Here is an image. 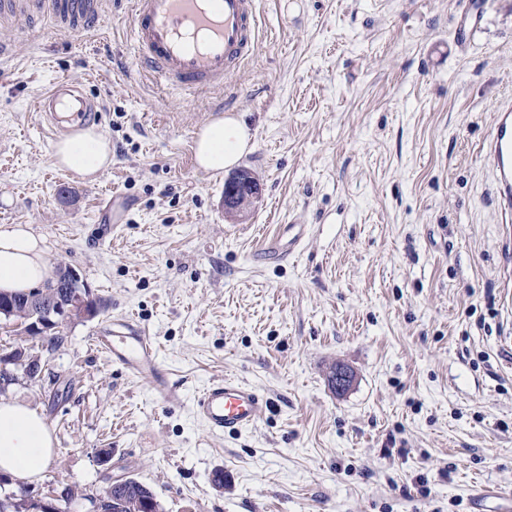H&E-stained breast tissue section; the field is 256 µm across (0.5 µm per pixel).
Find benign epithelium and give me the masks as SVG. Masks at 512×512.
<instances>
[{
	"instance_id": "obj_1",
	"label": "benign epithelium",
	"mask_w": 512,
	"mask_h": 512,
	"mask_svg": "<svg viewBox=\"0 0 512 512\" xmlns=\"http://www.w3.org/2000/svg\"><path fill=\"white\" fill-rule=\"evenodd\" d=\"M258 191L257 184L247 172H237L225 182L224 211L230 214L236 212L242 204L257 197ZM55 287L66 289L67 297L51 305L46 303L49 293L46 288H34L19 299L0 295V316L12 322L15 335L23 340L40 338L48 341L59 335L62 327L74 322L91 321L103 312V305L74 268L68 265L61 267ZM41 372V357L26 352L24 346L20 345L6 354L1 352L0 393L21 380H36ZM126 481V477L110 478L99 496L90 497L79 492L71 496V502L86 500L90 504L86 512H108L113 489ZM66 494L64 490L59 494L38 496L28 490L17 502V512H31L28 509L30 505L53 510L55 501Z\"/></svg>"
}]
</instances>
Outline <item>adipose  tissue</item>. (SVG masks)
Segmentation results:
<instances>
[{"label": "adipose tissue", "instance_id": "1", "mask_svg": "<svg viewBox=\"0 0 512 512\" xmlns=\"http://www.w3.org/2000/svg\"><path fill=\"white\" fill-rule=\"evenodd\" d=\"M251 133L239 117H219L196 134V163L204 171L221 172L238 163L248 150ZM57 166L83 177L94 176L112 163V145L96 128L59 140ZM53 268L44 239L27 224L0 225V291L18 293L51 282ZM54 439L40 414L26 400L0 397V474L23 485L47 469Z\"/></svg>", "mask_w": 512, "mask_h": 512}]
</instances>
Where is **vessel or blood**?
Wrapping results in <instances>:
<instances>
[{
    "label": "vessel or blood",
    "instance_id": "1",
    "mask_svg": "<svg viewBox=\"0 0 512 512\" xmlns=\"http://www.w3.org/2000/svg\"><path fill=\"white\" fill-rule=\"evenodd\" d=\"M112 0H0V57L11 55L12 22L49 21L60 33L79 36L96 30ZM128 33L137 65L167 86L185 92L223 89L224 81L259 47L256 0H128ZM51 114L57 126L79 131L95 119L96 101L81 85L65 80L51 84L34 103ZM492 175V194L504 224L512 223V99L493 110L490 129L479 146ZM302 240L273 237L260 255L270 263L287 261ZM92 341L113 363L148 382L163 397H173L157 349L147 330L128 319L96 332ZM270 398L239 380L207 385L192 404L196 416L214 434L237 435L254 427L269 412Z\"/></svg>",
    "mask_w": 512,
    "mask_h": 512
}]
</instances>
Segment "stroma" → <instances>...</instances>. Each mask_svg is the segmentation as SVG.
I'll list each match as a JSON object with an SVG mask.
<instances>
[{"instance_id":"obj_1","label":"stroma","mask_w":512,"mask_h":512,"mask_svg":"<svg viewBox=\"0 0 512 512\" xmlns=\"http://www.w3.org/2000/svg\"><path fill=\"white\" fill-rule=\"evenodd\" d=\"M464 2L256 0L261 45L230 93L132 73L125 0L77 39L17 33L0 61V225H30L106 302L59 347L31 341L42 376L7 392L55 437L34 491L96 495L127 476L163 512H474L476 489L512 492V258L477 150L512 97V0L467 43ZM62 79L102 107L112 165L96 176L54 164L34 110ZM223 115L252 134L238 166L259 196L237 216L227 173L193 151ZM293 223L299 251L260 261ZM122 315L150 332L180 402L93 350ZM337 364L354 375L340 395ZM224 377L272 401L238 436L192 411Z\"/></svg>"}]
</instances>
